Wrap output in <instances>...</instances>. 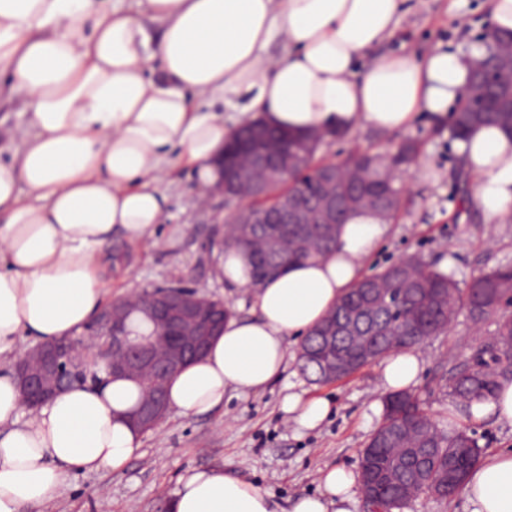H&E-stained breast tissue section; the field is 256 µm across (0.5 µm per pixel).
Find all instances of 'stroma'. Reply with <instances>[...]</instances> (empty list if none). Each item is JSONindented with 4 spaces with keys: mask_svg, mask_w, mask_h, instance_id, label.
I'll use <instances>...</instances> for the list:
<instances>
[{
    "mask_svg": "<svg viewBox=\"0 0 512 512\" xmlns=\"http://www.w3.org/2000/svg\"><path fill=\"white\" fill-rule=\"evenodd\" d=\"M490 3L405 0L395 32L382 50L421 55L441 48L471 54L491 26ZM406 140L415 141L418 152L396 170L402 204L384 240L366 260L365 273L418 254L436 266H448L465 284L512 262V223H489L473 208L475 178L460 163L447 118L424 113L400 132L361 128L338 140L327 139L317 157L340 161L359 151L386 157ZM158 186L169 199L154 239L135 242L117 235L108 248L121 259L107 277V301L179 285L223 301L235 315L251 316L249 291L229 293L214 271L222 249L216 232L230 218L233 203L214 188H201L184 165L162 173ZM495 329V318L476 324L463 311L448 331L419 345L424 368L412 391L440 425L448 423L449 371L472 361L492 341ZM299 351V340L290 339L285 372L261 393H229L223 408L190 418L168 410L144 432L139 454L123 470L71 473L44 512H168L169 495L184 471L216 467L266 490L278 512H289L295 496L321 491L325 468L358 471L360 454L382 420L381 366L375 363L346 379L314 384L299 369ZM290 383L304 397L329 400L331 413L317 428L297 429L282 412Z\"/></svg>",
    "mask_w": 512,
    "mask_h": 512,
    "instance_id": "35a3bbf8",
    "label": "stroma"
}]
</instances>
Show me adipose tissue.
<instances>
[{"mask_svg": "<svg viewBox=\"0 0 512 512\" xmlns=\"http://www.w3.org/2000/svg\"><path fill=\"white\" fill-rule=\"evenodd\" d=\"M403 0H0V96L26 116L14 157L0 162V355L22 337L41 343L82 334L105 300L102 251L113 235L153 238L167 197L157 181L177 165L216 185L228 134L202 112L246 98V111L291 133L401 131L423 112L460 107L477 60L438 50L382 54ZM292 47L273 61L275 35ZM159 60L160 79L148 77ZM457 149L475 176L472 203L488 220L512 223V135L473 128ZM386 218L350 213L325 256L255 282L252 264L225 247L226 288L253 291V316L229 317L206 355L166 387L168 406L192 417L222 408L224 395L264 390L286 369L288 341L305 336L361 278L384 238ZM423 360L391 353L380 387L414 386ZM138 383L104 377L76 383L40 408L23 403L12 370L0 371V512L50 504L74 471L118 470L142 432L124 418ZM282 411L313 429L323 398L284 396ZM354 473L332 467L323 490L293 499L291 512H347ZM458 497L469 512H512V448L474 466ZM170 512H277L262 488L221 470L181 475Z\"/></svg>", "mask_w": 512, "mask_h": 512, "instance_id": "obj_1", "label": "adipose tissue"}]
</instances>
